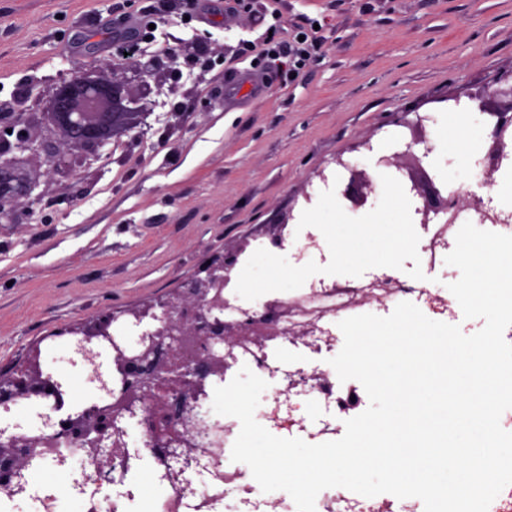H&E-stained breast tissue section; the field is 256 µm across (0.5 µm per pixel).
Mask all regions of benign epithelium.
Wrapping results in <instances>:
<instances>
[{"mask_svg":"<svg viewBox=\"0 0 512 512\" xmlns=\"http://www.w3.org/2000/svg\"><path fill=\"white\" fill-rule=\"evenodd\" d=\"M144 70L137 53L120 60L108 59L95 70L76 68L46 96L39 112H21L7 121L0 120V220L25 224L32 215L24 201L40 181H72L80 178L92 162L103 158L114 138L141 123L142 94L118 78V72ZM410 190L422 200L424 218L448 209V200L427 186L410 179ZM243 247L237 245L214 257L204 269V276L193 277L185 291L173 293L128 314L138 322L146 317L161 324L150 333L147 352L164 344L168 352L155 363L153 389L160 406L167 399L160 394L162 384L176 392L193 390L199 383L196 368L177 357L175 343L185 336H198L207 326L204 309L224 308V271L233 265ZM115 316H105L81 323L76 332L89 342L110 335ZM47 378L31 358L17 376L0 380V395L15 400H29L45 394ZM104 410L92 406L82 411V431L87 437L100 434L103 427L116 422L104 419Z\"/></svg>","mask_w":512,"mask_h":512,"instance_id":"7a95c632","label":"benign epithelium"}]
</instances>
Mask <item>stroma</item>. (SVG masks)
Wrapping results in <instances>:
<instances>
[{
  "label": "stroma",
  "mask_w": 512,
  "mask_h": 512,
  "mask_svg": "<svg viewBox=\"0 0 512 512\" xmlns=\"http://www.w3.org/2000/svg\"><path fill=\"white\" fill-rule=\"evenodd\" d=\"M312 21L300 76L251 92L244 44ZM120 36L150 64L122 74L146 91L145 123L72 184L41 183L31 223H0V377L79 323L179 289L225 246L298 225L322 191L359 217L373 173L444 188L423 155L438 114L492 128L504 102L488 92L512 87V0H0V104L96 69ZM351 162L370 175L361 205L344 197Z\"/></svg>",
  "instance_id": "35a3bbf8"
}]
</instances>
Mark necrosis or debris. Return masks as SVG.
I'll return each mask as SVG.
<instances>
[{
    "instance_id": "1",
    "label": "necrosis or debris",
    "mask_w": 512,
    "mask_h": 512,
    "mask_svg": "<svg viewBox=\"0 0 512 512\" xmlns=\"http://www.w3.org/2000/svg\"><path fill=\"white\" fill-rule=\"evenodd\" d=\"M449 197L451 204L438 217L425 248V259L432 265L442 263L454 248L464 223L512 227V212L471 206L456 186L450 187ZM411 297L435 317L453 318L460 310L455 297L444 296L429 285L410 288L395 274L345 283L319 281L297 293L270 297L255 307L243 306L232 291H225L224 310L218 315L227 324L224 334L192 337L185 343L198 362H207L212 356L224 360L223 374H206L199 390L187 401L201 412L196 428L186 435L200 465L182 473L177 481L165 482L164 493L154 502V512H219L227 502L235 512H247L257 483L225 462L224 436L233 427L212 409L215 388L240 367L259 373L268 371L274 346H331L336 339L337 320L373 302L389 307ZM150 342L141 330L123 324L113 328L109 337L95 340L93 348H86L77 337L71 339L70 346L76 357L91 367L93 379L111 383L106 399L111 406L121 397L125 384L138 377L137 370L116 363L117 351L132 357ZM280 392L288 400V414L280 418L279 425L288 430L308 420L306 407L310 404L331 411L339 420L359 415L364 405L361 390L337 386L332 371L318 367L285 370ZM42 403L50 410L51 422L34 433L20 434L18 451L26 453L33 440L46 456L64 458L63 470L71 477L72 490L82 495L85 512H128L129 500L138 496L141 488L127 485V474L147 469L161 476L177 465L166 448L153 440L155 414L151 402L137 403L129 425L112 433L97 448L88 444L74 425L77 411L71 388H64L59 395L44 396ZM108 486L113 487V494H105ZM416 508L408 498L349 499L335 490L319 493L315 501V512H415Z\"/></svg>"
}]
</instances>
